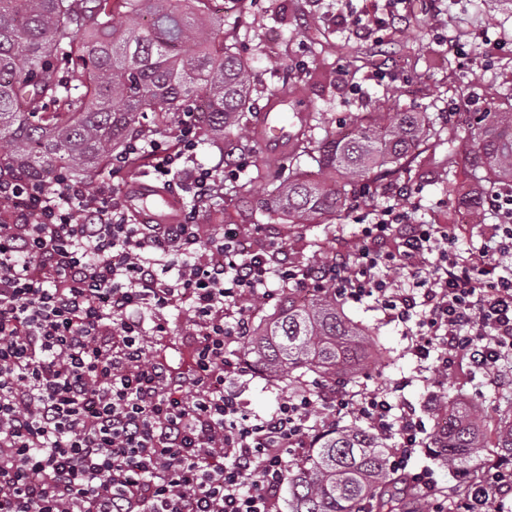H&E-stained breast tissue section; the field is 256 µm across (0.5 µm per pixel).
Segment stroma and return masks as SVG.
Here are the masks:
<instances>
[{
    "label": "stroma",
    "instance_id": "35a3bbf8",
    "mask_svg": "<svg viewBox=\"0 0 512 512\" xmlns=\"http://www.w3.org/2000/svg\"><path fill=\"white\" fill-rule=\"evenodd\" d=\"M370 5V0H252L242 13L234 5L222 9L220 0H213L211 7L223 11L225 33L262 80L252 93L258 113L265 109V88L289 75L302 77L309 109L321 113L339 133L350 131L362 113L381 102L391 112L431 106L437 122L444 125L449 107L485 112L498 103L500 92L512 86V5L507 0H409L404 11L385 20L377 37L357 35L341 23V13ZM434 176L429 167L413 176H391L378 207H397L421 224L443 223L451 211L470 213V206L460 197L448 196ZM199 221L217 232L238 229L252 244L264 235L280 237L288 244L289 260L305 264L315 252L325 259L354 248L368 211L350 204L334 224L258 228L227 206L203 214ZM343 308L352 321L371 328L383 350L348 383L354 395L401 385V398L428 425L443 400L465 399L491 415L512 408V391L494 389L472 376L466 363L456 364L442 380L419 366L410 336L373 299L349 301ZM230 387L247 410L259 416L274 411L292 391L287 383L251 371L232 380ZM411 465L432 470L435 499L441 512H451L461 492L455 471L438 465L424 448L416 449Z\"/></svg>",
    "mask_w": 512,
    "mask_h": 512
}]
</instances>
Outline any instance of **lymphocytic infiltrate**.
I'll return each instance as SVG.
<instances>
[{"instance_id":"f902f5d3","label":"lymphocytic infiltrate","mask_w":512,"mask_h":512,"mask_svg":"<svg viewBox=\"0 0 512 512\" xmlns=\"http://www.w3.org/2000/svg\"><path fill=\"white\" fill-rule=\"evenodd\" d=\"M200 133L188 115L112 162L149 154L164 186L197 202L177 224L130 223L124 191L106 185L0 178V512H277L291 459L351 415L389 441L390 471L432 497L431 472L409 469L426 445L411 405L321 383L253 416L224 388L242 373L232 346L250 334L245 300L270 280L330 287L380 303L434 372L462 356L512 389V194L483 196L496 221L474 249L386 207L363 225L361 248L297 265L277 237L245 248L197 222L224 182L194 162ZM388 268L413 287L390 288ZM178 303L192 326L183 371L150 352ZM457 480V512L512 500V466Z\"/></svg>"}]
</instances>
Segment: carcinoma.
<instances>
[{"mask_svg":"<svg viewBox=\"0 0 512 512\" xmlns=\"http://www.w3.org/2000/svg\"><path fill=\"white\" fill-rule=\"evenodd\" d=\"M211 0H0V177L89 178L112 169L127 143L194 113L215 139L246 136L254 79ZM288 176L256 170L224 188L252 224H334L348 201L373 207L366 180L422 164L456 195L512 188V92L456 140L428 112L363 113L346 134L309 112L293 135ZM263 183L260 200L253 187ZM369 330L345 314L336 290L288 299L243 350L258 373L297 387L308 377L344 385L372 356ZM434 459L475 469L481 448L512 451V417L488 422L478 406L441 405ZM386 441L357 423L320 434L288 470L289 512H404L393 496Z\"/></svg>","mask_w":512,"mask_h":512,"instance_id":"obj_1","label":"carcinoma"}]
</instances>
